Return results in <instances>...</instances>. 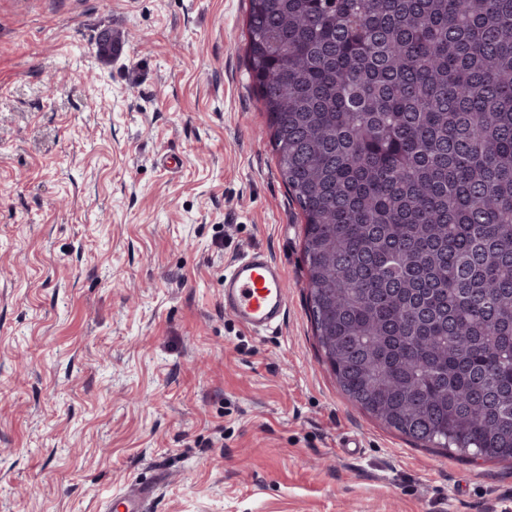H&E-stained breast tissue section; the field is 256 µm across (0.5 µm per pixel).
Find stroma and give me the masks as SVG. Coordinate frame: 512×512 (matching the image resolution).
Masks as SVG:
<instances>
[{
  "instance_id": "obj_1",
  "label": "stroma",
  "mask_w": 512,
  "mask_h": 512,
  "mask_svg": "<svg viewBox=\"0 0 512 512\" xmlns=\"http://www.w3.org/2000/svg\"><path fill=\"white\" fill-rule=\"evenodd\" d=\"M248 8L0 0V512H512V462L417 446L323 362ZM253 250L286 277L262 335L224 310ZM152 493L148 485H140L112 501L113 512H145L146 498Z\"/></svg>"
}]
</instances>
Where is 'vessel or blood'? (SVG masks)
<instances>
[{"label":"vessel or blood","instance_id":"1","mask_svg":"<svg viewBox=\"0 0 512 512\" xmlns=\"http://www.w3.org/2000/svg\"><path fill=\"white\" fill-rule=\"evenodd\" d=\"M284 275L279 264L255 250L224 271V310L244 329L259 334L280 328L286 313ZM141 485L112 502V512H144L150 495Z\"/></svg>","mask_w":512,"mask_h":512}]
</instances>
